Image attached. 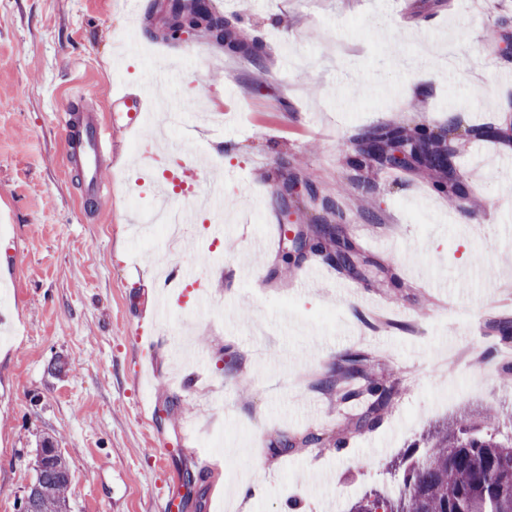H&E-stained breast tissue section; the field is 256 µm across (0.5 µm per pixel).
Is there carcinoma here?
I'll return each instance as SVG.
<instances>
[{"mask_svg": "<svg viewBox=\"0 0 512 512\" xmlns=\"http://www.w3.org/2000/svg\"><path fill=\"white\" fill-rule=\"evenodd\" d=\"M171 14L198 13L207 19L197 34L222 43L232 16L205 0H168ZM313 250L332 252L342 269H351L356 249L338 224H318L312 229ZM363 356L352 354L336 375L318 381L326 392L342 400L361 394L352 381L363 375ZM369 404L359 427L371 428L390 404L394 385L369 379L365 388ZM396 469L402 471V488L395 497L371 492L350 512H512V433H501L482 420L459 419L439 424L406 452ZM71 474L66 461L54 466L35 465L37 492L24 500L22 512H67Z\"/></svg>", "mask_w": 512, "mask_h": 512, "instance_id": "carcinoma-1", "label": "carcinoma"}]
</instances>
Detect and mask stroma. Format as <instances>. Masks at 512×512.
<instances>
[{"label": "stroma", "mask_w": 512, "mask_h": 512, "mask_svg": "<svg viewBox=\"0 0 512 512\" xmlns=\"http://www.w3.org/2000/svg\"><path fill=\"white\" fill-rule=\"evenodd\" d=\"M151 0H0V512H19L43 439L71 472L68 512H157L185 473L187 512H349L370 491L393 493L392 463L436 424L492 412L512 431V142L463 140L452 159L466 193L434 196L435 171L355 170L358 137L373 127L437 128L512 121V0H216L233 14L228 52L202 36L156 34ZM445 47L444 68L424 60ZM167 67H159L158 57ZM176 121L157 112L124 130V91L154 86L181 97ZM112 127L100 172L112 193L85 216L66 175L58 109L74 93ZM230 171L220 257L198 226L173 252L167 227L135 220L152 193L131 173L157 125ZM337 207L360 254L354 271L325 258L252 254L269 230ZM202 270L213 304L173 319L194 325L192 391L175 383L171 349L153 310L155 275L170 263ZM322 277L301 288L311 267ZM152 337L142 353L137 334ZM359 353L363 370L397 386L381 423L359 428L364 399L337 400L316 382ZM158 407L143 416L145 403ZM188 455L165 471L153 440ZM312 431L348 448L272 449L280 435Z\"/></svg>", "instance_id": "1"}]
</instances>
